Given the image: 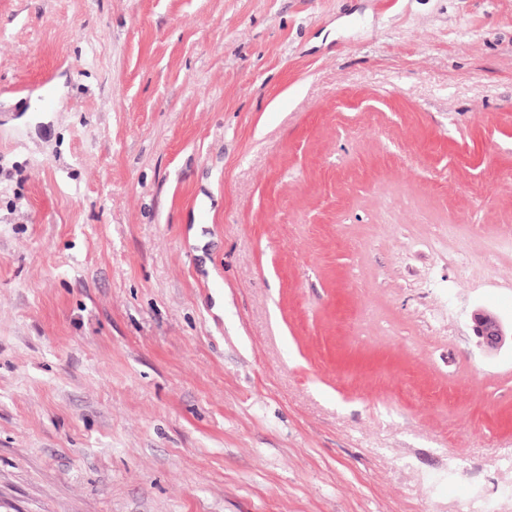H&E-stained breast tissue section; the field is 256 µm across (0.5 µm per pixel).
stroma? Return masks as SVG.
Returning <instances> with one entry per match:
<instances>
[{
    "mask_svg": "<svg viewBox=\"0 0 512 512\" xmlns=\"http://www.w3.org/2000/svg\"><path fill=\"white\" fill-rule=\"evenodd\" d=\"M512 0H0V512H512ZM474 324V333L480 345L488 350H498L504 346L508 335L497 316L479 310L474 314Z\"/></svg>",
    "mask_w": 512,
    "mask_h": 512,
    "instance_id": "1",
    "label": "stroma"
}]
</instances>
